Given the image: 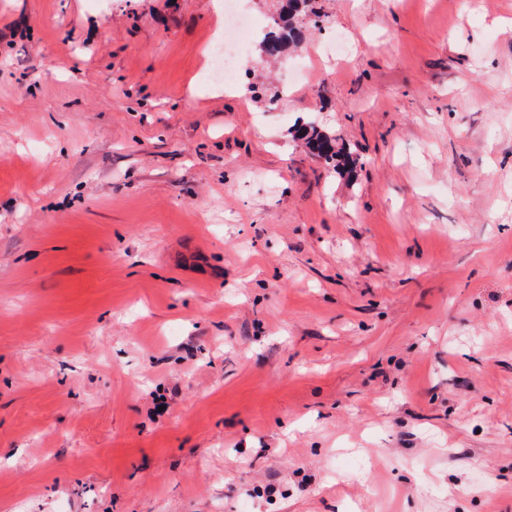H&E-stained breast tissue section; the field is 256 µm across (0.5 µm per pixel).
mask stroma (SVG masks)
Returning <instances> with one entry per match:
<instances>
[{"label":"stroma","mask_w":512,"mask_h":512,"mask_svg":"<svg viewBox=\"0 0 512 512\" xmlns=\"http://www.w3.org/2000/svg\"><path fill=\"white\" fill-rule=\"evenodd\" d=\"M321 5L0 0V512H512V0ZM242 0H224V14L236 18L237 24L224 29V39L213 46V62L204 79L224 80L225 86H232L249 79L243 60L250 50V41L257 37L255 24L245 17ZM304 38L302 26L297 22L289 23L288 30L270 31L264 34L260 45V58L263 60L277 59L288 53L293 47H298ZM296 138L303 141L305 147L314 156H317L316 151L319 150L323 156L326 164H333V167H340L350 163L348 156L342 152V149H337V138L326 131L321 130L318 126L304 124L297 127Z\"/></svg>","instance_id":"obj_1"}]
</instances>
